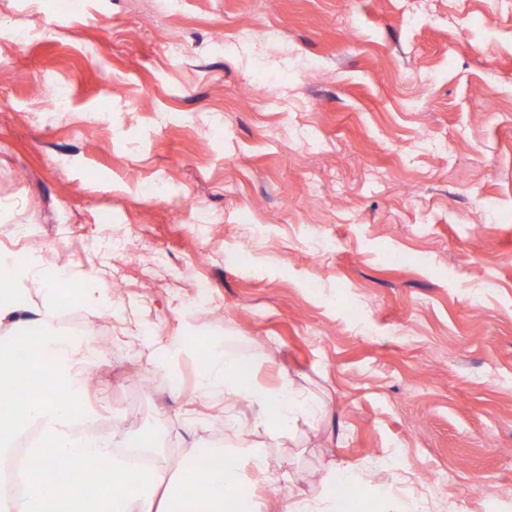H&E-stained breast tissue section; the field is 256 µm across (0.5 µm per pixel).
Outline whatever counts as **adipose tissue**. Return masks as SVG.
Wrapping results in <instances>:
<instances>
[{
    "mask_svg": "<svg viewBox=\"0 0 512 512\" xmlns=\"http://www.w3.org/2000/svg\"><path fill=\"white\" fill-rule=\"evenodd\" d=\"M20 317L33 336V349L22 357L15 339H1L0 374L43 371L52 388L19 398L9 412L0 411V460L11 454L19 436L31 428L37 431L26 448L22 489L15 496H0V512H264L262 501L241 492L248 474L267 473V449L281 447L298 422L313 424L323 413L322 403L292 381L276 387L242 383L243 357L228 347L206 348L197 379L199 391L242 398L250 415L228 417L223 441L205 452L180 457L179 471L196 468L203 478L201 489L190 497L178 478H162L168 460L152 438L140 442L141 451L152 462L148 469L136 471L122 452L125 437L87 436L74 430V422L82 416V372L92 369L93 363L87 360L82 368H75L77 348L55 328L52 306L31 312L22 295L0 292V325ZM245 432L263 437V448L239 443V435ZM103 463L108 466V479L95 485L94 502L68 492L56 480L63 467L83 482L93 483Z\"/></svg>",
    "mask_w": 512,
    "mask_h": 512,
    "instance_id": "ef3b65f1",
    "label": "adipose tissue"
}]
</instances>
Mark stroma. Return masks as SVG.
<instances>
[{"instance_id":"obj_1","label":"stroma","mask_w":512,"mask_h":512,"mask_svg":"<svg viewBox=\"0 0 512 512\" xmlns=\"http://www.w3.org/2000/svg\"><path fill=\"white\" fill-rule=\"evenodd\" d=\"M398 3L88 0L51 38L0 41V243L27 224L45 268L70 253L75 287L126 285L75 306L99 349L92 419L175 458L223 440L224 398L196 379L229 343L254 380L325 404L250 482L271 512L292 487L334 501L339 464L369 475L350 512H512V15L439 0L408 25ZM266 25L277 39L237 42ZM104 232L167 266L110 256ZM199 279L212 307L189 301ZM175 336L191 349L167 353ZM152 358L145 392L129 376Z\"/></svg>"}]
</instances>
